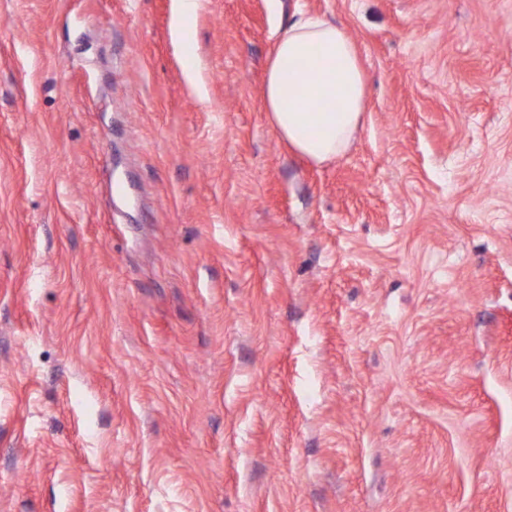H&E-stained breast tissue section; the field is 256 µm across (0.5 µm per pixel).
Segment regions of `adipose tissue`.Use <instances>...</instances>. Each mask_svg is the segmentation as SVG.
<instances>
[{"label":"adipose tissue","instance_id":"obj_1","mask_svg":"<svg viewBox=\"0 0 512 512\" xmlns=\"http://www.w3.org/2000/svg\"><path fill=\"white\" fill-rule=\"evenodd\" d=\"M266 110L277 133L309 161L344 154L363 123L367 80L356 44L336 23L300 15L267 65Z\"/></svg>","mask_w":512,"mask_h":512}]
</instances>
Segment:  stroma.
Instances as JSON below:
<instances>
[{
  "mask_svg": "<svg viewBox=\"0 0 512 512\" xmlns=\"http://www.w3.org/2000/svg\"><path fill=\"white\" fill-rule=\"evenodd\" d=\"M0 0V512H512V0ZM367 75L272 126L295 10ZM267 65L266 111L277 133L316 164L350 147L363 123L367 80L356 44L336 23L299 12ZM319 103L311 112V103Z\"/></svg>",
  "mask_w": 512,
  "mask_h": 512,
  "instance_id": "stroma-1",
  "label": "stroma"
}]
</instances>
